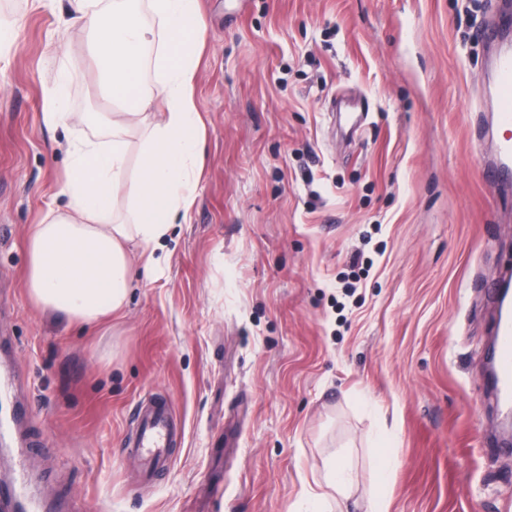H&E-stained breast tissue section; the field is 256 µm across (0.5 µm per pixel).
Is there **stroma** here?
<instances>
[{"instance_id": "35a3bbf8", "label": "stroma", "mask_w": 512, "mask_h": 512, "mask_svg": "<svg viewBox=\"0 0 512 512\" xmlns=\"http://www.w3.org/2000/svg\"><path fill=\"white\" fill-rule=\"evenodd\" d=\"M203 165L124 311L81 330L37 308L23 237L58 196L73 124L108 138L67 0H0V483L25 463L54 512H512L505 411L484 374L512 269V186L488 182L491 48L503 0H199ZM368 114L349 132L345 116ZM179 428L167 470L126 450L148 394ZM390 463L377 487L379 449ZM70 119L68 112H62L60 98L51 95L44 111L42 112V120L49 129H56L59 126H65Z\"/></svg>"}]
</instances>
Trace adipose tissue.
<instances>
[{"label": "adipose tissue", "mask_w": 512, "mask_h": 512, "mask_svg": "<svg viewBox=\"0 0 512 512\" xmlns=\"http://www.w3.org/2000/svg\"><path fill=\"white\" fill-rule=\"evenodd\" d=\"M84 24L105 93L118 105L108 120L112 138L77 136L70 141L68 174L59 189L65 210L48 209L25 234L24 284L40 308L98 326L121 313L135 286L128 244L153 253L172 224L183 221L198 188L204 125L195 100L199 45L206 21L197 0H73ZM158 44L154 87L145 89V50ZM165 111L153 121L154 101ZM141 144L139 169L130 174V137ZM134 214H114L118 195Z\"/></svg>", "instance_id": "adipose-tissue-1"}]
</instances>
